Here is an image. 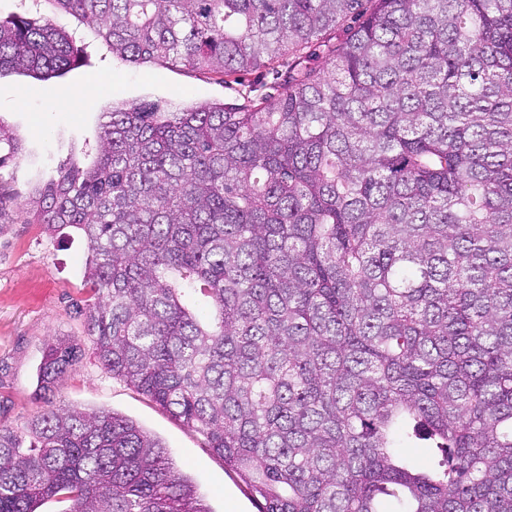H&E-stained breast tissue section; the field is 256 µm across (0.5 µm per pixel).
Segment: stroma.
<instances>
[{"label":"stroma","instance_id":"35a3bbf8","mask_svg":"<svg viewBox=\"0 0 512 512\" xmlns=\"http://www.w3.org/2000/svg\"><path fill=\"white\" fill-rule=\"evenodd\" d=\"M25 9L75 32L78 62L50 81L0 77V119L22 143L21 159L0 172L14 195L0 226V422L20 429L44 409L46 403L34 398L44 349L51 338L68 337L81 348L79 360L50 403L134 419L194 479L211 512H257L245 486L225 470L202 434L102 369L81 313L91 295L83 276L86 240L72 228L47 237L41 225L32 223L30 210L34 189L59 168L74 163L85 168L96 161L101 114L108 108L142 101L180 108L205 101L240 104L277 96L282 76L260 69L224 81L182 65H131L49 0H0V18ZM93 83L99 84L100 95L92 105L80 111L66 105V98Z\"/></svg>","mask_w":512,"mask_h":512}]
</instances>
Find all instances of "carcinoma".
Instances as JSON below:
<instances>
[{
  "instance_id": "cac0c4a2",
  "label": "carcinoma",
  "mask_w": 512,
  "mask_h": 512,
  "mask_svg": "<svg viewBox=\"0 0 512 512\" xmlns=\"http://www.w3.org/2000/svg\"><path fill=\"white\" fill-rule=\"evenodd\" d=\"M49 2L130 64L288 60L274 99L103 113L95 164L35 190L48 237L87 241L106 373L258 512H512V0ZM74 40L0 19V76L56 77ZM19 151L0 120V169ZM78 358L48 344L39 392ZM49 498L211 512L159 440L77 407L0 423V512Z\"/></svg>"
}]
</instances>
